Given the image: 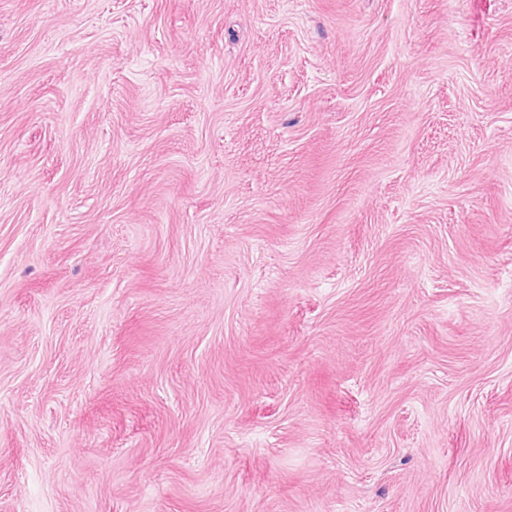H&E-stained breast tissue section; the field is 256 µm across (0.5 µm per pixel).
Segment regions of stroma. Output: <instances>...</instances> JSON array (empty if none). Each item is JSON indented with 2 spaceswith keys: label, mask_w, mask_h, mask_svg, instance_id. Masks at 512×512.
<instances>
[{
  "label": "stroma",
  "mask_w": 512,
  "mask_h": 512,
  "mask_svg": "<svg viewBox=\"0 0 512 512\" xmlns=\"http://www.w3.org/2000/svg\"><path fill=\"white\" fill-rule=\"evenodd\" d=\"M0 512H512V0H0Z\"/></svg>",
  "instance_id": "35a3bbf8"
}]
</instances>
